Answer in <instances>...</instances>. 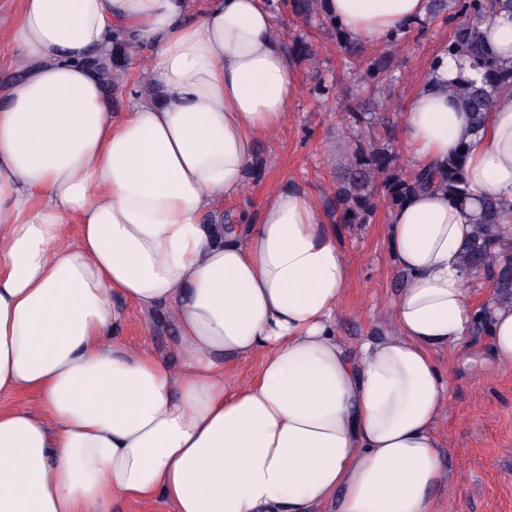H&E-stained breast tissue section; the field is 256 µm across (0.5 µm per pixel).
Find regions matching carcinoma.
<instances>
[{
  "mask_svg": "<svg viewBox=\"0 0 512 512\" xmlns=\"http://www.w3.org/2000/svg\"><path fill=\"white\" fill-rule=\"evenodd\" d=\"M325 0H269L270 8L291 11L307 21L321 19V24L331 29L342 46L346 58L363 67L360 79L368 84L384 86L392 82L390 49L399 45L396 36L387 42L388 50L369 58L364 57L366 46L358 39L346 35L324 9ZM454 27L445 43L448 55L468 54L481 72L480 82H470L453 88L472 116L475 126H481L485 114L495 98L507 93L512 95V67L498 63L483 46L479 27L487 16L486 0H453ZM276 34L291 39L296 56L312 60L314 52L299 35L282 26ZM143 56L132 55L125 41H115L112 47V65L106 69V81L113 95L124 92L123 77L130 65L140 64ZM465 148L449 158L436 171L407 170L399 156L389 147L373 141L355 151L348 176L336 189V201L341 209L343 224H364L383 201L389 209L399 206L410 193L427 188H437L448 194L456 203L466 201L467 183L464 177ZM483 215L474 225L472 235L460 253L461 264L467 271L483 274L494 288L496 301L512 303V236L502 224L503 205L487 198L482 204Z\"/></svg>",
  "mask_w": 512,
  "mask_h": 512,
  "instance_id": "1",
  "label": "carcinoma"
}]
</instances>
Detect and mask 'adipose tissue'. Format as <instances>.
Masks as SVG:
<instances>
[{
  "instance_id": "ef3b65f1",
  "label": "adipose tissue",
  "mask_w": 512,
  "mask_h": 512,
  "mask_svg": "<svg viewBox=\"0 0 512 512\" xmlns=\"http://www.w3.org/2000/svg\"><path fill=\"white\" fill-rule=\"evenodd\" d=\"M382 44L429 0H325ZM481 37L512 66V12ZM25 69L0 85V512H110L162 496L176 512H434L446 470L433 354L468 334L460 250L488 197L512 223V96L481 127L436 52L401 135L414 167L465 150L470 200L429 189L389 217L402 284L380 337L336 335L348 261L309 192L284 187L224 226L258 145L297 90L265 0H21L0 28ZM146 52L117 115L102 60ZM173 322L180 365L126 345L129 307ZM260 360L247 382L219 357Z\"/></svg>"
}]
</instances>
